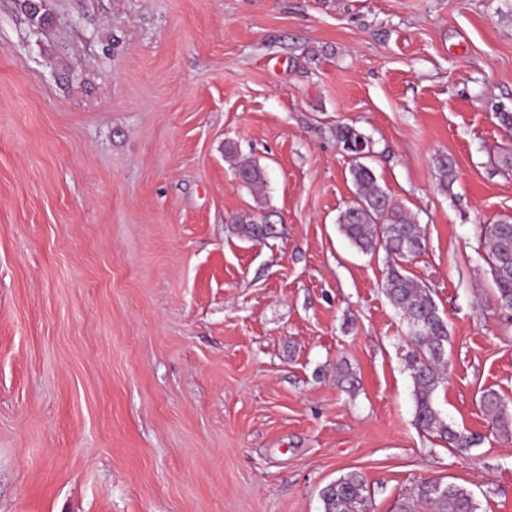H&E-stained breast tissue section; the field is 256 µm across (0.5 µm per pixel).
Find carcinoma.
Masks as SVG:
<instances>
[{
  "instance_id": "1",
  "label": "carcinoma",
  "mask_w": 512,
  "mask_h": 512,
  "mask_svg": "<svg viewBox=\"0 0 512 512\" xmlns=\"http://www.w3.org/2000/svg\"><path fill=\"white\" fill-rule=\"evenodd\" d=\"M21 9L38 25L49 20V13L31 0H22ZM337 141L352 155L350 174L357 189L356 199L339 215L341 233L362 253L380 249L392 259L388 267L385 295L403 316L409 331L411 350L405 366L413 386L415 422L422 431L432 434L449 447L459 451L476 444L472 435L451 428L434 405L433 396L448 382V322L438 310L431 289L406 274L401 263L420 255L426 248V238L420 225L392 201L378 185L374 169L361 162L370 153L369 140L349 126L336 131ZM455 163L447 155L436 160L439 186L448 189V177ZM238 179L254 189L264 185L263 171L251 162L237 166ZM230 223L249 239L265 237L264 224L245 215L230 218ZM480 239L487 247L486 262L495 284V300L502 309L512 311V224H483ZM486 415L504 433H509L512 418L507 402L494 390L481 396ZM322 512H370L371 501L366 495L365 482L357 471H349L320 491ZM423 507L429 512H477L478 504L465 487L441 480H430L416 487L409 495L401 494L392 512H417Z\"/></svg>"
}]
</instances>
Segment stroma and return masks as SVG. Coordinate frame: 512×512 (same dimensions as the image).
I'll return each instance as SVG.
<instances>
[{"mask_svg": "<svg viewBox=\"0 0 512 512\" xmlns=\"http://www.w3.org/2000/svg\"><path fill=\"white\" fill-rule=\"evenodd\" d=\"M46 4L39 28L0 0V512H322L353 470L373 512L435 478L512 512V434L480 409L512 405V312L479 241L512 221V0ZM341 126L425 232L406 270L469 450L415 424L386 255L337 224ZM481 406L487 416L505 434L509 433L511 415L507 413V402L494 390H487L481 396Z\"/></svg>", "mask_w": 512, "mask_h": 512, "instance_id": "obj_1", "label": "stroma"}]
</instances>
